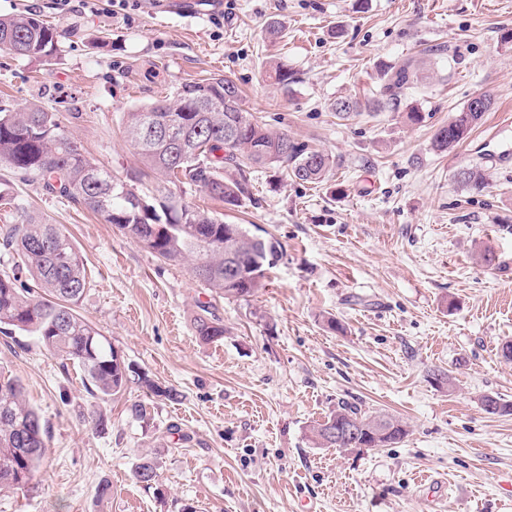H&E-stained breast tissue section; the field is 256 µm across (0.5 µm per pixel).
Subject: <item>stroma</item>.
Listing matches in <instances>:
<instances>
[{"label": "stroma", "instance_id": "35a3bbf8", "mask_svg": "<svg viewBox=\"0 0 512 512\" xmlns=\"http://www.w3.org/2000/svg\"><path fill=\"white\" fill-rule=\"evenodd\" d=\"M24 12L57 28L62 51L45 61L0 49V109L54 113L115 176L138 166L128 112L214 74L334 166L318 184L257 169L250 199L230 210L195 185L168 186L174 200L280 243L263 288L237 300L0 165V225L25 213L60 225L87 268L80 316L149 384L181 394L171 402L132 384L104 399L36 336L0 338V372L21 380L49 436L36 480L0 494V512H512V414L482 406L487 395L512 404L500 353L512 342V0H139L119 13L110 0L64 11L0 0V16ZM411 55L421 80L399 109L331 111L376 86L378 63ZM278 63L293 73L288 87L272 76ZM480 94L492 99L482 122L434 151L436 129ZM472 165L483 187L456 180ZM484 245L495 267L478 261ZM203 305L224 324L218 342L195 334ZM342 401L403 420L408 436L377 450L314 447L310 426ZM135 402L147 421L131 416ZM98 414L107 430L92 426ZM172 425L185 441L173 442ZM155 452L158 495L133 475ZM104 480L112 497L101 503Z\"/></svg>", "mask_w": 512, "mask_h": 512}]
</instances>
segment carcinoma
Listing matches in <instances>:
<instances>
[{"label": "carcinoma", "mask_w": 512, "mask_h": 512, "mask_svg": "<svg viewBox=\"0 0 512 512\" xmlns=\"http://www.w3.org/2000/svg\"><path fill=\"white\" fill-rule=\"evenodd\" d=\"M20 49V55L50 59L59 51L56 29L33 13L0 16V45ZM380 82L363 98L340 97L331 104L339 116L382 112L395 107L420 79L411 59L380 67ZM491 109L482 96L481 107H465L439 127L433 149L445 152L468 138ZM150 119L169 121L189 150L171 154L162 138L148 139L141 130ZM126 136L136 150L140 168L121 180L90 161L80 146L65 134L54 114L38 107L0 113V164L24 180L36 178L46 189L98 215L157 258L181 264L190 261L197 278L226 298H248L263 287L261 278L245 288L224 281V261L233 254L249 263L262 258L256 235L238 224H226L208 212L169 197L152 202L138 188L142 177L153 173L163 182L191 183L211 198L238 207L251 196L248 170L273 165L287 168L302 182H322L332 167L325 152L294 141L288 134L267 128L243 104L242 92L229 77L214 75L180 86L173 98L127 113ZM235 172L224 175V169ZM0 247L13 256L10 271L0 273V333H31L43 346L82 370L92 392L106 398L131 383L146 385L156 396L176 401L180 393L161 388L127 364L97 327L77 313L88 286L81 256L61 228L36 218L0 227ZM30 275L37 289L22 276ZM194 318L200 342L224 338V324L208 309ZM355 425L354 437L331 438L328 428ZM318 448H386L408 434L398 419L366 412L341 403L310 429ZM46 430L38 413L25 402L19 380L0 373V491L3 485L36 478L46 448ZM156 456H144L133 469L135 479L151 488L159 485Z\"/></svg>", "instance_id": "obj_1"}]
</instances>
